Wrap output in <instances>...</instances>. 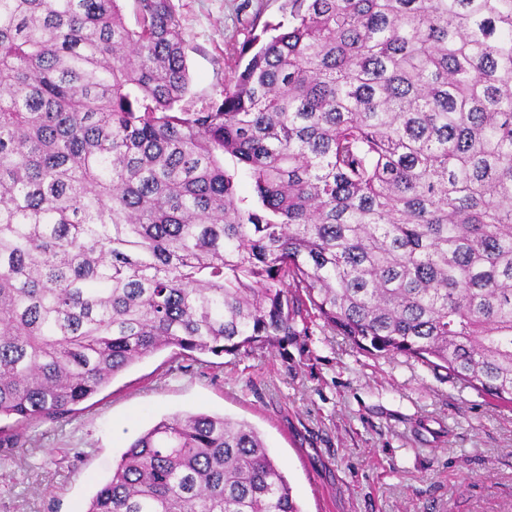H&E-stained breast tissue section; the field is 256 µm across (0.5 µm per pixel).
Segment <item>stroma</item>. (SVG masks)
Here are the masks:
<instances>
[{
	"mask_svg": "<svg viewBox=\"0 0 512 512\" xmlns=\"http://www.w3.org/2000/svg\"><path fill=\"white\" fill-rule=\"evenodd\" d=\"M190 96L220 98L254 20L281 0H173ZM182 413L244 420L264 437L302 512H512V407L446 371L383 358L307 324L241 354L167 348L67 419L17 427L0 448V512H83L130 443Z\"/></svg>",
	"mask_w": 512,
	"mask_h": 512,
	"instance_id": "35a3bbf8",
	"label": "stroma"
}]
</instances>
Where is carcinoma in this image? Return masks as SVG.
I'll use <instances>...</instances> for the list:
<instances>
[{
  "instance_id": "1",
  "label": "carcinoma",
  "mask_w": 512,
  "mask_h": 512,
  "mask_svg": "<svg viewBox=\"0 0 512 512\" xmlns=\"http://www.w3.org/2000/svg\"><path fill=\"white\" fill-rule=\"evenodd\" d=\"M121 2L0 0V446L308 317L511 405L512 0H282L199 108L172 0ZM84 512L301 510L255 428L185 413Z\"/></svg>"
}]
</instances>
